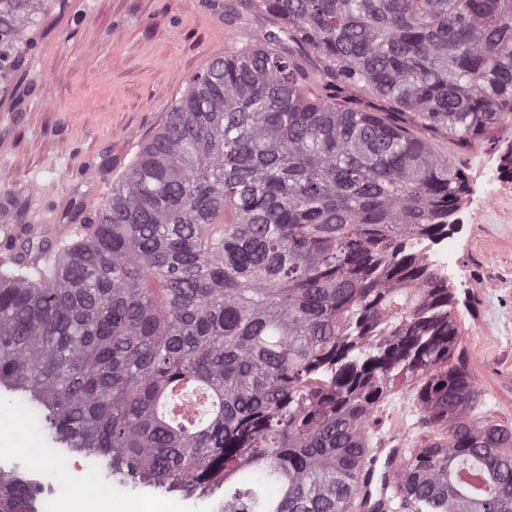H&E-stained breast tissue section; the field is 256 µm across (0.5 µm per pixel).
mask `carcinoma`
<instances>
[{"instance_id": "obj_1", "label": "carcinoma", "mask_w": 512, "mask_h": 512, "mask_svg": "<svg viewBox=\"0 0 512 512\" xmlns=\"http://www.w3.org/2000/svg\"><path fill=\"white\" fill-rule=\"evenodd\" d=\"M48 3L0 0L1 93ZM252 6L279 24L192 78L77 244L41 267L47 244L13 243L0 385L133 484L357 512L371 416L411 383L437 435L405 449L388 512H512V427L473 415L448 281L416 249L468 192L427 135L512 119V0ZM29 501L1 471L0 512Z\"/></svg>"}]
</instances>
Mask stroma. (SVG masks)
Returning a JSON list of instances; mask_svg holds the SVG:
<instances>
[{
  "label": "stroma",
  "mask_w": 512,
  "mask_h": 512,
  "mask_svg": "<svg viewBox=\"0 0 512 512\" xmlns=\"http://www.w3.org/2000/svg\"><path fill=\"white\" fill-rule=\"evenodd\" d=\"M250 0H54L33 32L34 49L0 96L2 224H75L112 190L141 143L164 122L192 76L233 48L260 39ZM465 175L469 193L449 234L454 252L448 286L457 304L459 353L481 396L479 413L512 425V121L489 141L466 149L439 136ZM16 394L0 388V425L13 442L0 446V470L19 475L39 512H57L77 455L57 443L56 455L33 450L50 437L34 433ZM377 448L420 445L429 431L410 387L392 391L369 422ZM93 491L104 498L137 494L139 512H219L223 491L210 496L118 484L104 459L85 457Z\"/></svg>",
  "instance_id": "stroma-1"
}]
</instances>
